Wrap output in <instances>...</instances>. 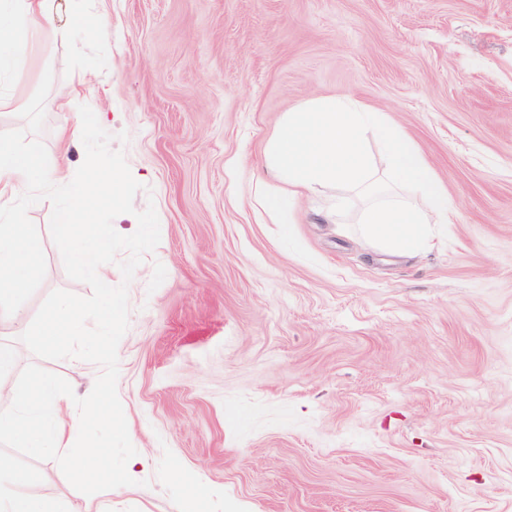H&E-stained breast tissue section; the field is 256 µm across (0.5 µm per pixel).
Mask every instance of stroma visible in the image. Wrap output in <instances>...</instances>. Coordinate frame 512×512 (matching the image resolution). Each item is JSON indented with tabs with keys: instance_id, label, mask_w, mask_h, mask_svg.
Instances as JSON below:
<instances>
[{
	"instance_id": "35a3bbf8",
	"label": "stroma",
	"mask_w": 512,
	"mask_h": 512,
	"mask_svg": "<svg viewBox=\"0 0 512 512\" xmlns=\"http://www.w3.org/2000/svg\"><path fill=\"white\" fill-rule=\"evenodd\" d=\"M94 38L39 43L9 90L60 148L80 106L154 204L160 242L127 283L117 392L145 467L112 512H512V0H77ZM347 96L391 118L445 183L450 221L429 248L381 251L365 202L298 196L277 238L255 198L277 180L264 150L285 112ZM127 141H119V134ZM44 241L36 315L55 290L87 297ZM19 365L76 396L93 363L19 348ZM190 477L173 483L171 467ZM36 493L84 507L50 460Z\"/></svg>"
}]
</instances>
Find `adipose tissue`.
Returning a JSON list of instances; mask_svg holds the SVG:
<instances>
[{"label":"adipose tissue","instance_id":"obj_1","mask_svg":"<svg viewBox=\"0 0 512 512\" xmlns=\"http://www.w3.org/2000/svg\"><path fill=\"white\" fill-rule=\"evenodd\" d=\"M97 17L73 12L68 0H0V78L21 73L33 42L96 32Z\"/></svg>","mask_w":512,"mask_h":512}]
</instances>
